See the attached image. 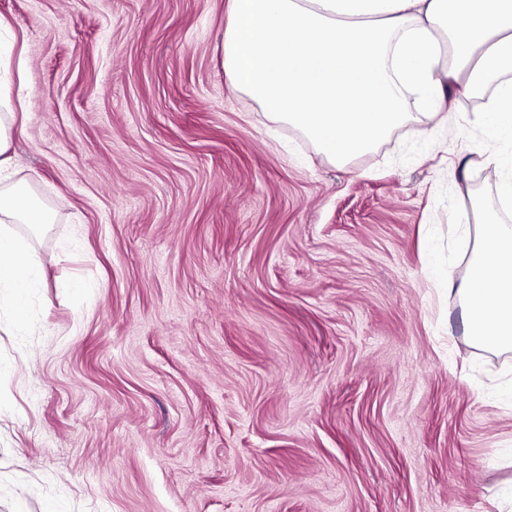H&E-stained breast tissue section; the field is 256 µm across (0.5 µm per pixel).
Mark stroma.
Here are the masks:
<instances>
[{"mask_svg": "<svg viewBox=\"0 0 512 512\" xmlns=\"http://www.w3.org/2000/svg\"><path fill=\"white\" fill-rule=\"evenodd\" d=\"M229 0H0L9 154L54 215L0 316V512H512V351L454 283L481 102L332 163L226 82Z\"/></svg>", "mask_w": 512, "mask_h": 512, "instance_id": "1", "label": "stroma"}]
</instances>
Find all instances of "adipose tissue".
<instances>
[{"mask_svg": "<svg viewBox=\"0 0 512 512\" xmlns=\"http://www.w3.org/2000/svg\"><path fill=\"white\" fill-rule=\"evenodd\" d=\"M234 93L266 119L299 128L318 151L345 162L409 118L407 96L442 101L458 79L496 81L481 123L487 165L512 173V0H230L222 42ZM50 213L26 182L0 186V313L22 318L41 263L19 224ZM478 346L512 351V228L487 224L457 288Z\"/></svg>", "mask_w": 512, "mask_h": 512, "instance_id": "obj_1", "label": "adipose tissue"}]
</instances>
